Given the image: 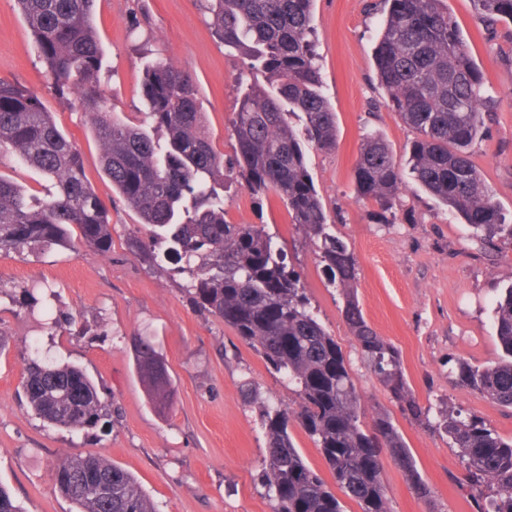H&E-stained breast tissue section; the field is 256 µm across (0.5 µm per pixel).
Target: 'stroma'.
<instances>
[{
	"label": "stroma",
	"mask_w": 512,
	"mask_h": 512,
	"mask_svg": "<svg viewBox=\"0 0 512 512\" xmlns=\"http://www.w3.org/2000/svg\"><path fill=\"white\" fill-rule=\"evenodd\" d=\"M447 5L495 101L473 160L493 200L512 218V22L490 31L473 0ZM382 18L380 0L314 2L316 52L323 92L336 114L337 145L330 152L307 148L308 170L329 223L357 257L364 317L399 349L420 404L447 401L512 437V410L449 375L453 359L485 366L501 352L495 305L512 284V246H482L454 211L415 182L402 189L382 224L377 205L356 192L354 167L367 133L380 134L401 164L416 136L387 108L376 80L374 48ZM94 21L109 72L106 96L116 117L143 124L144 67L171 59L197 84L214 148L232 159L238 81L263 85L267 78L216 40L200 0H96ZM0 79L38 93L79 149L112 223V251L105 257L82 248L0 253V485L22 512H71L53 481V466L60 452H91L132 473L158 512H272L260 477L267 440L259 409L242 386L252 382L262 395L288 404L294 395L287 381L223 320L186 298V275L149 267L129 251L126 240L138 218L103 174L87 117L56 94L16 0H0ZM224 218L265 225L285 248L314 313L340 344L366 406L391 413L434 492L432 503L418 499L403 470L381 454L391 512H476L456 449L403 415L373 377L344 321L339 291L329 286L279 197L258 198L240 182L225 181ZM44 281L57 294L50 317L59 324L53 329L46 324L50 317L22 303L24 288ZM137 335L155 342L171 376L173 403L165 412L151 407L135 372L131 339ZM39 345L93 377L112 406L109 430L75 433L30 411L22 381Z\"/></svg>",
	"instance_id": "stroma-1"
}]
</instances>
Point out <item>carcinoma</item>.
Returning <instances> with one entry per match:
<instances>
[{
    "label": "carcinoma",
    "mask_w": 512,
    "mask_h": 512,
    "mask_svg": "<svg viewBox=\"0 0 512 512\" xmlns=\"http://www.w3.org/2000/svg\"><path fill=\"white\" fill-rule=\"evenodd\" d=\"M217 40L250 58L275 88L239 86L231 120L234 168L256 197L275 193L296 232L314 247L328 281L343 298L342 313L372 373L412 420L445 434L465 470L477 512H512V437L453 405L421 406L404 373L398 348L377 335L357 299L358 262L330 230L308 171L305 143L336 149V114L321 91L313 40L314 0H204ZM478 18L492 27L512 21V0H474ZM46 74L63 99L71 96L90 120L104 173L139 224L129 246L145 261L181 265L183 288L198 308L224 320L238 338L288 380L295 395L285 406L246 383L267 438L262 484L273 512H343L336 494L303 459L290 435L300 427L319 448L336 486L361 512H390L380 454L402 468L409 488L430 504L432 489L419 472L391 414L377 408L361 421L358 391L335 337L311 308L300 274L262 224L224 220V156L206 131L192 77L169 59L147 65L143 97L153 132L112 113L100 86L104 51L93 26L95 0H17ZM387 6L375 63L387 106L416 131L409 170L420 185L454 210L482 243L512 244V224L491 199L471 148L486 132L490 107L481 72L445 0H383ZM301 113L304 127L286 113ZM0 153L34 167L56 192L28 196L0 174V252L39 247L112 251L108 209L88 181L74 144L57 127L39 95L0 79ZM360 197L375 201L386 219L402 184L387 142L365 137L354 168ZM166 245L142 246L139 234ZM502 348L491 364L455 360V382L501 407L512 408V285L495 307ZM134 368L157 410L171 404L172 381L153 343L132 338ZM39 419L71 432L111 423L112 411L80 367L33 359L23 381ZM59 492L76 512H156L136 479L98 455L59 454L53 469Z\"/></svg>",
    "instance_id": "obj_1"
}]
</instances>
